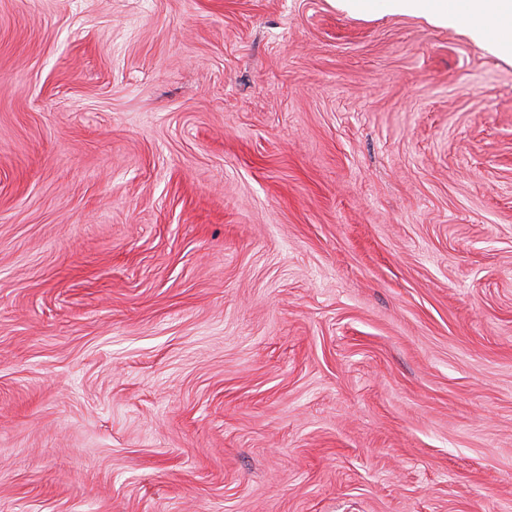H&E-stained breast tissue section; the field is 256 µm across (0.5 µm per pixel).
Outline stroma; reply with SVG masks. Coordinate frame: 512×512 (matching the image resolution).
Instances as JSON below:
<instances>
[{"mask_svg": "<svg viewBox=\"0 0 512 512\" xmlns=\"http://www.w3.org/2000/svg\"><path fill=\"white\" fill-rule=\"evenodd\" d=\"M502 34L0 0V512H512Z\"/></svg>", "mask_w": 512, "mask_h": 512, "instance_id": "obj_1", "label": "stroma"}]
</instances>
